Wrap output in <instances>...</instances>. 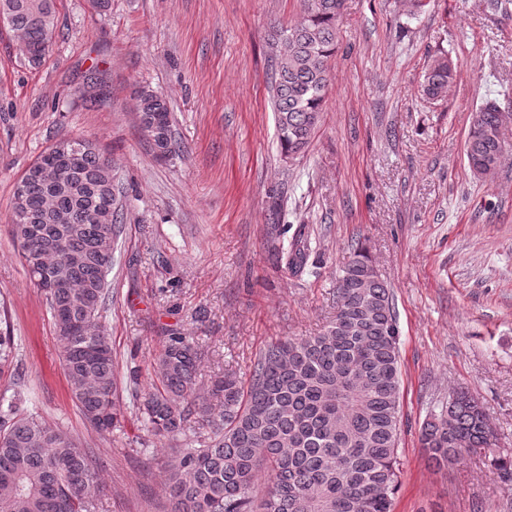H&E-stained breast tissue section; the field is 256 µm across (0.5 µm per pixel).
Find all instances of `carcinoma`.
Segmentation results:
<instances>
[{
	"label": "carcinoma",
	"mask_w": 512,
	"mask_h": 512,
	"mask_svg": "<svg viewBox=\"0 0 512 512\" xmlns=\"http://www.w3.org/2000/svg\"><path fill=\"white\" fill-rule=\"evenodd\" d=\"M303 17L275 34L272 86L281 153L309 145L330 86L343 0H301ZM0 14L20 33L28 62L32 48L53 37L56 0H0ZM456 67L441 56L421 86L443 99ZM140 125L158 155L175 151L166 99L139 92ZM502 112L487 99L467 138L471 171L494 174L506 149ZM112 193V170L95 146L75 160L70 175L29 179L11 203L13 237L22 264L44 292L61 346L71 397L99 434L124 428L111 337L102 324L112 269L117 217L101 224ZM47 259L50 276L68 288L46 289L33 267ZM400 332L387 283L360 243L338 278L336 314L316 336L268 345L248 385L230 372L214 377L199 399L201 351L185 336H170L158 359L160 386L137 397L147 435L174 441L163 469L164 512H393L401 396ZM14 339L0 335V373L14 367ZM487 414L464 389L422 427L428 460L446 466L460 457L493 454ZM106 489L93 452L70 433L47 426L18 395L0 396V512H99Z\"/></svg>",
	"instance_id": "cac0c4a2"
}]
</instances>
